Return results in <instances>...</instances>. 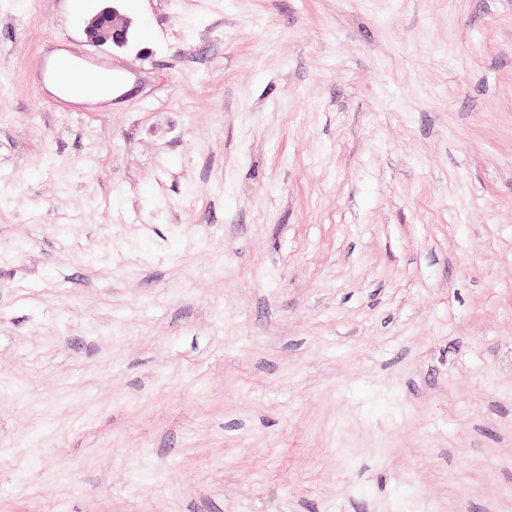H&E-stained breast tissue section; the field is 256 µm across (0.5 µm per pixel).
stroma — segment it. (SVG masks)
<instances>
[{
  "mask_svg": "<svg viewBox=\"0 0 512 512\" xmlns=\"http://www.w3.org/2000/svg\"><path fill=\"white\" fill-rule=\"evenodd\" d=\"M122 11L0 0V512H512V0ZM100 1H112V6L102 8L88 20L85 28L88 40L96 46L112 44V48L125 47L128 43L130 20L115 5V2L124 0ZM68 56L64 59L58 71L59 74H73L78 76L84 86L93 88L97 86L103 76L97 74L102 70H112V62L98 61L89 53L78 50H69ZM78 96H92L102 98L109 96L112 92V82L102 80L94 90L74 89Z\"/></svg>",
  "mask_w": 512,
  "mask_h": 512,
  "instance_id": "35a3bbf8",
  "label": "stroma"
}]
</instances>
